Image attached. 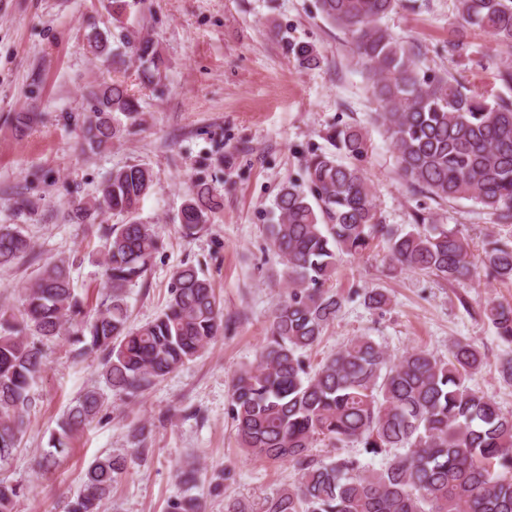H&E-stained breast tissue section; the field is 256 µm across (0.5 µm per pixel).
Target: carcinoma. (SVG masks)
<instances>
[{
  "instance_id": "1",
  "label": "carcinoma",
  "mask_w": 512,
  "mask_h": 512,
  "mask_svg": "<svg viewBox=\"0 0 512 512\" xmlns=\"http://www.w3.org/2000/svg\"><path fill=\"white\" fill-rule=\"evenodd\" d=\"M399 2L319 0V9L347 36L367 74L408 188L435 202L471 200L494 223L512 224V99L501 93L512 89V54L487 55L493 82L480 90L460 77L424 71L413 49L382 25ZM145 3L106 0L112 29H92L86 49L114 66L138 61L141 81L157 85L163 75L158 45L130 30L132 13ZM457 14L461 27L448 43L449 56L467 52L469 29L512 49V0H457ZM287 48L304 69L322 62L308 42ZM92 101L80 125L84 151L107 148L140 120L139 101L119 84L101 86ZM326 140L328 149L303 157L304 183L290 181L278 192L266 234L278 258L271 277L287 292L255 363L231 382L228 412L239 446L263 462H288L298 474L293 485L264 500L261 512H512V413L468 386L485 363L475 343L454 339L448 357L438 358L419 348L392 355L371 337L355 336L317 366L308 360L345 301L329 286L341 255H363L382 239L395 269L453 285L480 268L491 280L511 282L512 236L490 234L478 267L464 233L438 223L425 203H417L411 224L381 223L360 165L369 153L367 133L358 125H334ZM153 187L151 169L128 165L110 172L99 196L75 206L77 224H93L103 211L126 216L103 229L98 265L108 292L94 311L75 293L66 259L41 268L25 287L19 313L0 309V462L20 445L31 388L45 366L42 345L29 336L62 339L76 357L103 353L105 384L132 402L200 356L223 329L210 281L187 263L172 272L163 311L139 327L129 325L127 290L146 276L162 247L157 229L140 219V204ZM217 208L211 187L193 181L178 212L181 233H199ZM25 258L37 260L30 239L1 224L0 266ZM353 296L373 310L389 304L379 289ZM483 314L496 338L512 345V305L491 301ZM103 406L99 391L83 393L61 416L48 458L67 454L71 439ZM318 443L329 447L327 455L313 453ZM125 469L121 456L96 458L68 512H104ZM176 477L184 491L167 512H202L189 494L197 482L194 463L179 467ZM25 494L23 486L0 481V512H15Z\"/></svg>"
}]
</instances>
